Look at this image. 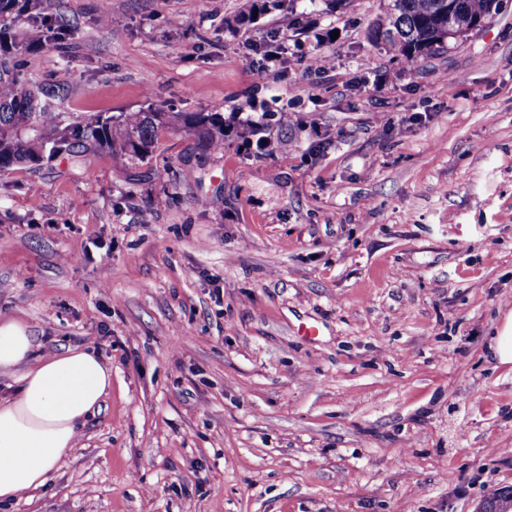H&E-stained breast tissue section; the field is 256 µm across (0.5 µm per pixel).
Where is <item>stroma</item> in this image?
Instances as JSON below:
<instances>
[{
    "instance_id": "1",
    "label": "stroma",
    "mask_w": 512,
    "mask_h": 512,
    "mask_svg": "<svg viewBox=\"0 0 512 512\" xmlns=\"http://www.w3.org/2000/svg\"><path fill=\"white\" fill-rule=\"evenodd\" d=\"M387 4L16 20L67 31L23 57L64 120L253 106L269 147L167 131L141 163L0 174V323L112 371L71 454L0 512H476L512 487V364L488 349L512 311V0L412 71L369 37ZM252 40L288 48L260 84Z\"/></svg>"
}]
</instances>
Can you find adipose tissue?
Wrapping results in <instances>:
<instances>
[{"label": "adipose tissue", "instance_id": "ef3b65f1", "mask_svg": "<svg viewBox=\"0 0 512 512\" xmlns=\"http://www.w3.org/2000/svg\"><path fill=\"white\" fill-rule=\"evenodd\" d=\"M32 350L21 324H0V373L15 375L17 385L0 397V501L45 484L112 387L111 370L94 352L74 347L36 358Z\"/></svg>", "mask_w": 512, "mask_h": 512}]
</instances>
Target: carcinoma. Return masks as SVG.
Masks as SVG:
<instances>
[{"label":"carcinoma","mask_w":512,"mask_h":512,"mask_svg":"<svg viewBox=\"0 0 512 512\" xmlns=\"http://www.w3.org/2000/svg\"><path fill=\"white\" fill-rule=\"evenodd\" d=\"M500 0H390L371 30L410 66L435 53L448 40L470 32L469 21L493 17ZM40 0H0V172L36 167L64 152L81 157L101 151L126 162L153 152L165 130L195 137L203 150L224 146V117L219 113L140 109L62 124L55 111L60 89L33 86L20 70L23 53L60 40L65 31L45 23L38 37L16 38V16L38 11Z\"/></svg>","instance_id":"obj_1"}]
</instances>
